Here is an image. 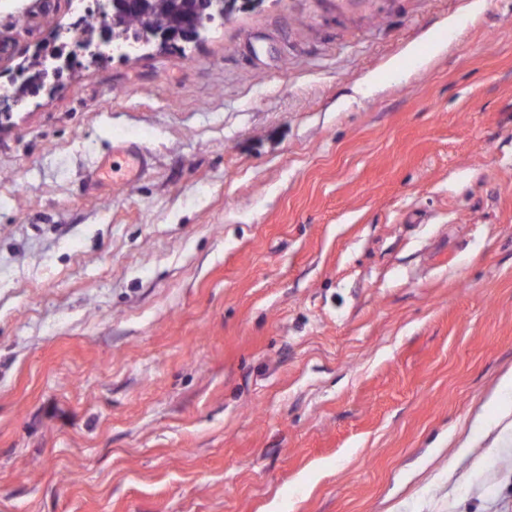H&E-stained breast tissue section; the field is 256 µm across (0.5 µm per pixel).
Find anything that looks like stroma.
Returning a JSON list of instances; mask_svg holds the SVG:
<instances>
[{
    "mask_svg": "<svg viewBox=\"0 0 512 512\" xmlns=\"http://www.w3.org/2000/svg\"><path fill=\"white\" fill-rule=\"evenodd\" d=\"M95 7L0 0V89ZM511 376L512 0H260L0 115V512H512ZM132 158L133 162L140 170H144L148 164L147 159L144 155L139 153L138 145L134 143H129L122 147L119 151L114 149L111 154H108L104 157L102 163L98 166L97 172L101 171H112V176L114 180V175H117L123 168V163H127L129 159ZM121 161L123 163H121Z\"/></svg>",
    "mask_w": 512,
    "mask_h": 512,
    "instance_id": "1",
    "label": "stroma"
}]
</instances>
